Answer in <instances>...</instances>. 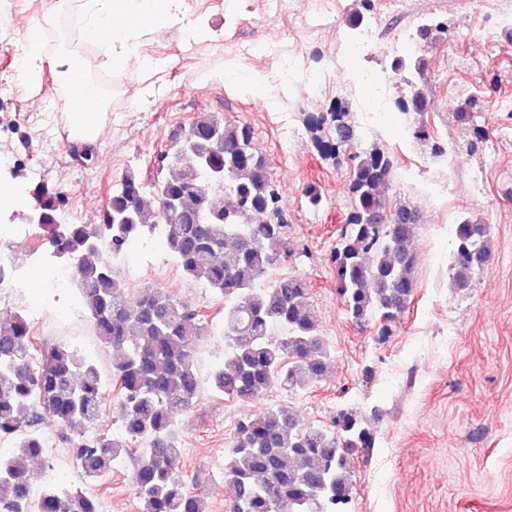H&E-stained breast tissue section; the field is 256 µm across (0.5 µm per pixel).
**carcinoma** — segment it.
I'll return each instance as SVG.
<instances>
[{
    "label": "carcinoma",
    "mask_w": 512,
    "mask_h": 512,
    "mask_svg": "<svg viewBox=\"0 0 512 512\" xmlns=\"http://www.w3.org/2000/svg\"><path fill=\"white\" fill-rule=\"evenodd\" d=\"M396 106L407 115L423 110L425 100L414 91ZM313 127L329 128L338 146L356 140L338 107ZM252 139L246 125L198 117L171 137L166 156L177 174L148 183L122 176L99 224L66 223L60 194L40 183L28 190L27 222L43 230L50 258L76 266L83 305L95 335L112 349L110 376L119 387V432L72 442L73 456L85 477L97 479L142 446L133 479L143 512H206L184 479L183 449L171 428L199 397L198 342L215 329L160 288L129 297L113 258L157 235L189 280L221 295L224 365L210 374L215 392L249 401L277 382L298 395L327 372L330 348L306 281L272 277L294 248L267 160ZM351 161L352 212L332 261L351 321L386 326L405 313L415 290V208L388 207L380 186L391 165L377 148ZM455 238L453 280L466 288L482 270L477 259H491L490 229L464 220ZM29 341L23 315L0 323V436L20 437L15 451L0 453V512H30L34 498L40 512H100L97 498L79 489L47 484L35 492L31 468L44 463L38 422H94L106 378L66 344L44 348L35 366ZM361 421L358 411L343 409L329 428L300 429L287 406L239 421L224 449L226 512H350L352 450L367 440Z\"/></svg>",
    "instance_id": "obj_1"
}]
</instances>
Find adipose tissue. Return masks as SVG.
Masks as SVG:
<instances>
[{
  "label": "adipose tissue",
  "mask_w": 512,
  "mask_h": 512,
  "mask_svg": "<svg viewBox=\"0 0 512 512\" xmlns=\"http://www.w3.org/2000/svg\"><path fill=\"white\" fill-rule=\"evenodd\" d=\"M83 36L101 44L113 72L130 65L152 67L150 58L140 53L142 36L179 24L195 32L208 31L205 18H189L186 0H82ZM22 76L33 85H41L45 76L75 89L84 103L80 112H70L66 121L77 143L86 144L96 138L102 118V101L95 84L87 79L76 56L57 53L47 57L36 40H29L26 51L18 59Z\"/></svg>",
  "instance_id": "1"
}]
</instances>
